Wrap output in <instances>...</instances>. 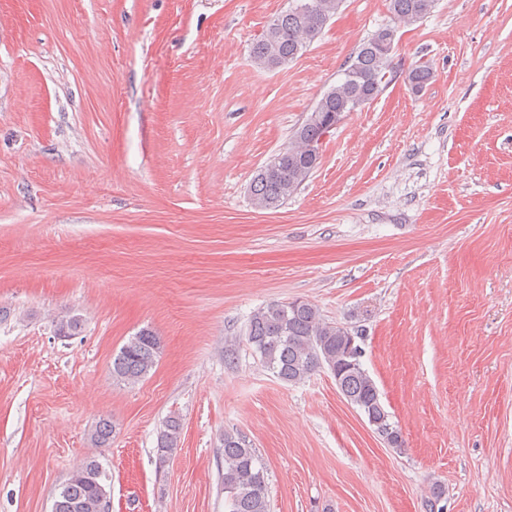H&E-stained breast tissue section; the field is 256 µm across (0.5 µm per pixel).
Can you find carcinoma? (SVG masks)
Listing matches in <instances>:
<instances>
[{
	"instance_id": "cac0c4a2",
	"label": "carcinoma",
	"mask_w": 512,
	"mask_h": 512,
	"mask_svg": "<svg viewBox=\"0 0 512 512\" xmlns=\"http://www.w3.org/2000/svg\"><path fill=\"white\" fill-rule=\"evenodd\" d=\"M343 0H289L288 9L277 15L253 43L250 60L257 68L271 71L295 61L322 33L337 14ZM434 0H389V9L400 24L424 18ZM375 31L354 52L342 77L317 102L305 122L292 136L288 148L277 153L257 171L250 184L251 201L259 210H274L285 203L320 164V158L305 154L310 141L322 144L331 131L329 122L343 117L374 100L383 90L385 79L397 72L395 47ZM432 73L425 66L405 72L413 88L425 89ZM83 320L74 313L60 316L55 324L60 336H75ZM350 330L325 321L315 305L304 300L270 303L251 316L246 330L248 342L264 367L279 380L297 384L326 369L340 376V394L365 417L374 418V430L385 435L387 446L404 447L398 423L382 402L374 380L362 362L348 354ZM161 341L145 328L130 337L112 357V378L134 384L156 366ZM114 425L100 420L91 441L102 447L112 438ZM177 418L165 421L158 435L157 460L163 467L180 441ZM108 473L96 461H89L64 483L54 500L53 512H101L100 500L111 491ZM268 474L256 449L241 435L224 433L225 512H269Z\"/></svg>"
}]
</instances>
